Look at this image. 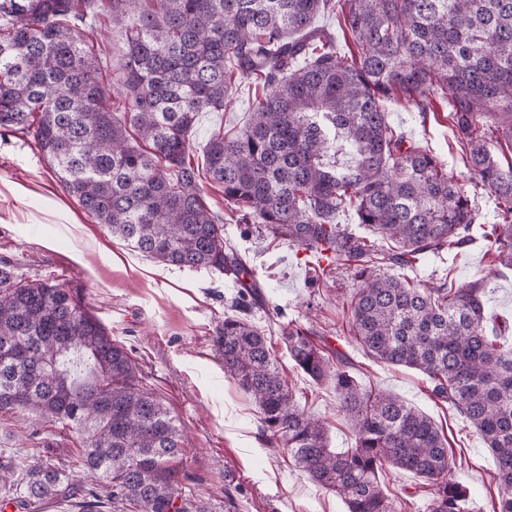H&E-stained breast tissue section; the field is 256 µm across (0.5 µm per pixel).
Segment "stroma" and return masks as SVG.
<instances>
[{
  "instance_id": "obj_1",
  "label": "stroma",
  "mask_w": 512,
  "mask_h": 512,
  "mask_svg": "<svg viewBox=\"0 0 512 512\" xmlns=\"http://www.w3.org/2000/svg\"><path fill=\"white\" fill-rule=\"evenodd\" d=\"M101 45L96 64L112 89L110 105L125 106L118 78L125 65L126 36L121 25L98 21ZM260 90L234 85L221 112L201 113L193 138V161L217 129L248 120ZM390 121L408 137L448 164L463 184L476 179L461 160L447 106L420 114L399 98L386 103ZM224 237L254 271L261 305L251 319L264 330L273 351L283 349L280 327L296 321L313 328L338 349L358 381L400 396L443 427L456 459L453 476L469 491L471 512H492L497 493L495 461L466 420L431 394L422 372L373 359L354 337L343 301L354 284L349 266H326L287 241L243 237L239 225L224 224ZM10 258L30 280L50 278L76 289L82 302L131 352L147 387L177 417L189 436L179 468L210 512H345L342 500L316 486L287 452L269 446L253 399L230 378L211 346L216 326L234 311L242 285L207 269L164 265L112 235L60 186L32 138L0 135V257ZM401 276L454 286L489 282L486 330L512 322V270H498L481 244L458 254L420 256ZM284 375L306 411L323 418L331 445L349 448L353 437L336 408L332 382L315 383L282 359ZM0 448L19 457L43 456L84 483L88 475L75 461L78 449L69 429L34 420L28 413H0ZM385 492L403 501L402 512H427L428 495L412 474L389 470Z\"/></svg>"
}]
</instances>
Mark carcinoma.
I'll return each instance as SVG.
<instances>
[{"label": "carcinoma", "instance_id": "1", "mask_svg": "<svg viewBox=\"0 0 512 512\" xmlns=\"http://www.w3.org/2000/svg\"><path fill=\"white\" fill-rule=\"evenodd\" d=\"M336 12L356 47L349 58L313 26ZM101 15L126 29L123 112L111 111L94 62ZM239 79L263 96L204 153L235 222L355 270L356 340L377 361L429 377L432 395L495 457L494 512H512V347L486 332L487 283L431 286L382 271L478 239L512 269V160L487 141L494 124L512 144V0H0V132L33 137L66 193L132 248L238 280L253 271L224 240L191 153L198 115L224 111ZM394 93L422 114L449 105L474 186L495 197L493 220L442 160L389 123ZM344 210L374 238L340 227ZM378 239L393 246L380 251ZM258 298L246 287L212 342L224 374L258 406L268 443L341 496L346 512H397L379 481L386 468L421 479L428 512H469L435 421L362 386L339 352L291 324L288 358L312 381L332 380L354 437L351 448L330 447L324 420L301 408L248 318ZM13 410L68 428L93 478L82 489L40 456L0 454V485L27 512L77 495L82 512L112 501L128 512H210L179 479L178 420L143 386L125 346L73 289L25 280L0 257V412Z\"/></svg>", "mask_w": 512, "mask_h": 512}]
</instances>
